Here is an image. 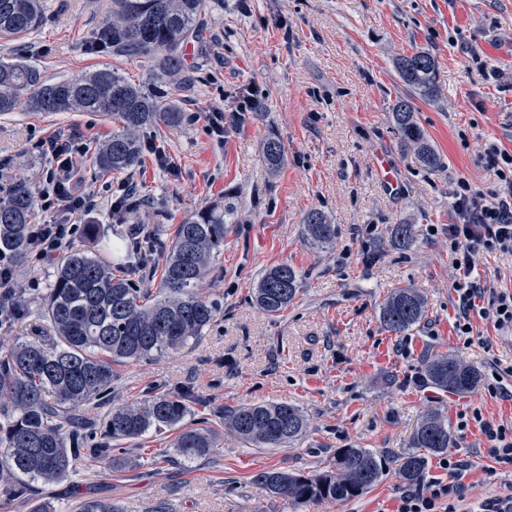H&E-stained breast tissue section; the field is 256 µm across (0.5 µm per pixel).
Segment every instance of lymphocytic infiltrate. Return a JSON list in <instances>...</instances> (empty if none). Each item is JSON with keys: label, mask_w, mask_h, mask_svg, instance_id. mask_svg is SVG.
Instances as JSON below:
<instances>
[{"label": "lymphocytic infiltrate", "mask_w": 512, "mask_h": 512, "mask_svg": "<svg viewBox=\"0 0 512 512\" xmlns=\"http://www.w3.org/2000/svg\"><path fill=\"white\" fill-rule=\"evenodd\" d=\"M34 147L51 163L38 195L40 206L65 214L62 221L29 227V255L34 262L47 263L71 247L78 223L95 208L96 200L93 194L77 189L87 154L81 136L40 139ZM486 168L500 182L499 192L488 198L467 180H459L454 194L456 222L448 227V252L459 274L453 285L457 298L455 333L463 339L473 332L470 316L475 311L495 326H512V292L490 288L473 275L476 251L512 253V153L490 145ZM440 466L446 478L433 479L424 491L400 492L396 512H456L455 501L462 496L470 464L446 457Z\"/></svg>", "instance_id": "lymphocytic-infiltrate-1"}]
</instances>
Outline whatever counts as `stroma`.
Returning a JSON list of instances; mask_svg holds the SVG:
<instances>
[{"instance_id": "35a3bbf8", "label": "stroma", "mask_w": 512, "mask_h": 512, "mask_svg": "<svg viewBox=\"0 0 512 512\" xmlns=\"http://www.w3.org/2000/svg\"><path fill=\"white\" fill-rule=\"evenodd\" d=\"M107 2L43 0L46 23L20 41H0V59L33 64L54 82L108 68L151 85L145 60L89 50ZM199 28L187 43L183 73L166 83L183 121L141 134L174 170L146 152L138 167L101 173L95 153L112 135L110 117L35 112L23 104L0 113V161L12 183L37 194L49 160L34 142L79 132L91 150L82 187L96 194L98 206L72 246L115 270L137 262L120 248L131 225L166 242L197 209L228 211L224 248L201 286L218 303L217 317L188 346L117 367L109 404L160 392L188 396L186 424L218 432L219 448L186 467L165 454L174 431H152L125 443L134 466L111 470L85 458L60 483L0 495V512H73L91 497L125 512H395L404 488L395 462L434 408L454 427L452 455L475 464L458 512H480L485 501L511 495L512 464L482 454L486 439L473 414L512 422V328L476 316L472 343L457 337L448 226L456 221L459 179L498 190L482 159L489 144L512 152V0H207ZM421 50L433 56L440 85L436 100L414 101L441 157L432 169L402 142L391 112L408 92L395 61ZM247 96L254 104L243 123L227 118L223 136L211 134L203 113L229 115ZM271 134L286 150L275 171L261 153ZM128 181L145 203L120 218L112 194ZM312 209L336 226L323 251L305 233ZM395 224L412 225L411 248L393 244ZM284 262L301 276L297 296L284 312L264 314L252 292L263 271ZM16 271L21 283L34 279L38 287H28L22 319L0 331L6 339L40 327L56 266L28 260ZM402 287L425 296L427 313L419 326L395 334L381 326L377 308ZM442 353L479 371L473 392L425 384L426 360ZM264 401L306 413L309 427L293 447L256 448L225 431V409ZM347 447L371 449L386 461L380 481L351 501L287 507L253 479L279 468L327 470L336 450Z\"/></svg>"}]
</instances>
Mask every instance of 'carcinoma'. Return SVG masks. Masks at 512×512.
I'll use <instances>...</instances> for the list:
<instances>
[{
    "mask_svg": "<svg viewBox=\"0 0 512 512\" xmlns=\"http://www.w3.org/2000/svg\"><path fill=\"white\" fill-rule=\"evenodd\" d=\"M206 0H112L110 20L95 36L112 41V52L152 61L155 84H135L109 69L51 83L40 71L21 63H0V113L12 112L20 102L37 112H102L117 129L99 151L96 163L105 173L128 170L141 160L139 132L160 125L173 126L183 113L168 100L164 79L184 68L181 47L196 33ZM41 0H0V40L23 38L45 22ZM403 83L426 100L438 97L440 87L433 57L426 51L396 60ZM392 118L403 141L426 167L440 156L420 127L413 101L399 98ZM271 170L285 160L282 142L274 135L262 144ZM34 217L29 191L21 186L0 200V257L20 263L28 257L27 235ZM312 244L328 246L336 225L317 210L304 218ZM394 243L412 244V227L395 224ZM224 247V211L202 208L179 224L171 243L148 240L141 252L150 262L165 254L159 289L148 291L112 276L95 255L75 249L59 259L51 288L41 303V316L51 336L32 337L9 345L0 341V491H18L16 479L57 482L66 479L82 457H93L109 468L129 464L112 455L97 438L109 442L136 440L151 430L173 429L170 447L184 463L207 459L218 447L214 432L189 428L184 419L190 406L180 396L157 394L116 408L86 433L80 409L110 394L113 366L146 359L177 349L202 335L218 313V304L197 291L210 262ZM299 284L296 269L281 263L261 276L253 301L268 315H276L294 300ZM425 317V299L414 288L394 290L378 307V319L390 332L404 333ZM424 375L441 391L467 393L480 382L478 371L454 355L426 361ZM224 428L241 441L258 447L294 444L305 432L302 411L288 403H255L224 412ZM454 444L448 418L427 414L415 429L414 451L398 460L397 470L409 485L423 482L429 454H441ZM383 474L381 459L366 448H341L333 469L319 474L266 470L254 476L270 496L294 505L310 502L343 503L367 492ZM75 512H123L108 499H84Z\"/></svg>",
    "mask_w": 512,
    "mask_h": 512,
    "instance_id": "1",
    "label": "carcinoma"
}]
</instances>
